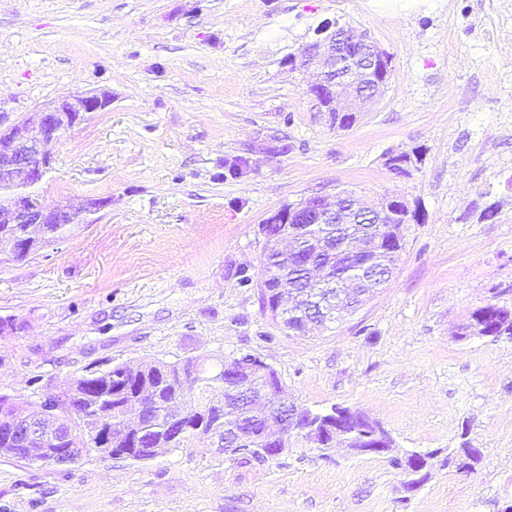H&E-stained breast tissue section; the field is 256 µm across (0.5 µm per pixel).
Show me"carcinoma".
I'll list each match as a JSON object with an SVG mask.
<instances>
[{"instance_id": "obj_1", "label": "carcinoma", "mask_w": 512, "mask_h": 512, "mask_svg": "<svg viewBox=\"0 0 512 512\" xmlns=\"http://www.w3.org/2000/svg\"><path fill=\"white\" fill-rule=\"evenodd\" d=\"M93 215H84L76 220L65 216L55 224L46 227L45 234L38 241V248L54 244L65 239L77 224L92 222ZM413 215L409 208L399 206L393 214L384 217L382 223H364L355 213H350L342 224H304L294 233L291 249L287 251H264L261 258V278L281 283L288 288L305 291L316 290L317 279H305L299 270L303 258L314 252L309 245L312 239L326 241L332 237L338 240H354L360 231L366 232L375 243V249L387 265L395 264L399 252L404 246V225L410 223ZM260 289L262 307L272 317L281 321L288 332L298 326L300 321L299 305L279 311L280 295L270 288ZM460 336H500L512 337V311L496 305H487L475 310L468 323L462 327ZM193 375L194 386L186 394L188 405L194 415L191 427L180 429L171 423V403L180 395L182 377ZM65 399L61 402V411L57 419L42 421V435L51 438L57 433L58 421L67 423L72 430L81 431L89 424L88 418L105 409L109 402H97L94 396L107 393L117 397L116 404L126 406V413L112 416V425L121 427L125 421L132 420L139 427L138 444L142 451L131 457L139 461L148 448L161 447L168 453L184 448L199 435L222 436L239 423L258 435L265 422L262 408L245 403L233 402L236 383L230 374L224 372V361L206 365V359L191 357L174 363L153 362L143 364L126 360L107 362L106 367H84L62 384ZM223 398L229 401V410L222 412L212 405V400ZM44 411L41 401L18 398L7 394L0 395V417H12L25 414L37 418ZM273 450L256 446H236L232 456L245 460L264 463L272 459Z\"/></svg>"}]
</instances>
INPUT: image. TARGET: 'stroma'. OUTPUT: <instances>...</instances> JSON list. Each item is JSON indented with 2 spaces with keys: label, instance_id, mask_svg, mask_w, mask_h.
<instances>
[{
  "label": "stroma",
  "instance_id": "35a3bbf8",
  "mask_svg": "<svg viewBox=\"0 0 512 512\" xmlns=\"http://www.w3.org/2000/svg\"><path fill=\"white\" fill-rule=\"evenodd\" d=\"M512 0H0V119L70 92L111 105L67 130L38 186L48 205L111 199L94 224L0 263V393L58 391L88 364L250 353L290 400L378 422L393 455L477 448L407 491L389 458L302 437L265 463L207 436L147 462L0 458V512H505L512 506V338L457 333L512 310ZM390 54L394 78L347 130L301 65L324 23ZM417 155L405 174L389 158ZM347 190L416 218L391 279L306 336L263 312L261 228ZM495 206L494 219L479 215ZM42 375L39 390L28 380ZM392 455V456H393Z\"/></svg>",
  "mask_w": 512,
  "mask_h": 512
}]
</instances>
